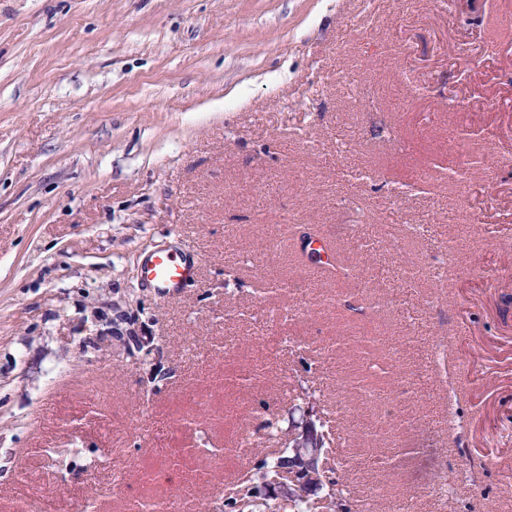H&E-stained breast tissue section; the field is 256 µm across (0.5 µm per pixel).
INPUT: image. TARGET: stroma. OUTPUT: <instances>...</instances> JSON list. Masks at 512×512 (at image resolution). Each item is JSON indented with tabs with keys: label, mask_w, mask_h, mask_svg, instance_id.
<instances>
[{
	"label": "stroma",
	"mask_w": 512,
	"mask_h": 512,
	"mask_svg": "<svg viewBox=\"0 0 512 512\" xmlns=\"http://www.w3.org/2000/svg\"><path fill=\"white\" fill-rule=\"evenodd\" d=\"M509 42L512 0H0V512H222L262 402L298 379L330 412L357 404L325 348L352 334L417 373L366 405L367 447L336 446L359 493L512 512ZM404 224L423 242H381ZM291 228L333 237L365 287L305 279ZM147 250L200 258L198 280L159 300ZM402 419L414 452L372 466ZM174 447L207 454L172 472Z\"/></svg>",
	"instance_id": "35a3bbf8"
}]
</instances>
